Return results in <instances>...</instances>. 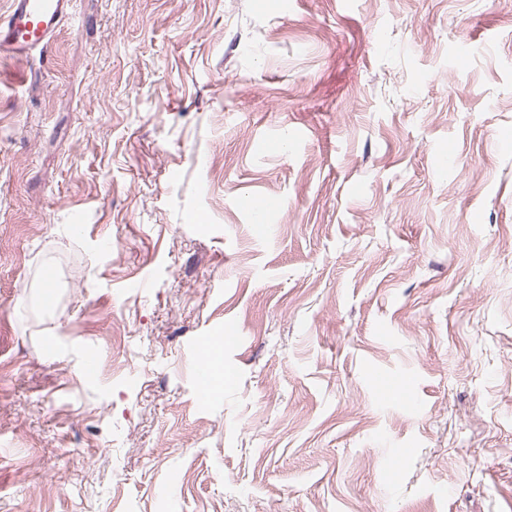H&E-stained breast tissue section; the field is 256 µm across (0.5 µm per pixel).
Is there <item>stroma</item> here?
Instances as JSON below:
<instances>
[{
  "label": "stroma",
  "mask_w": 512,
  "mask_h": 512,
  "mask_svg": "<svg viewBox=\"0 0 512 512\" xmlns=\"http://www.w3.org/2000/svg\"><path fill=\"white\" fill-rule=\"evenodd\" d=\"M505 139L512 0H74L0 57V512H512ZM222 347L223 341L215 339L209 344L207 349V353L211 357V360L208 362V366L211 368L210 385L208 390L210 396L217 395L223 391V372L220 370L222 360L221 356H218Z\"/></svg>",
  "instance_id": "obj_1"
}]
</instances>
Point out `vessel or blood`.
<instances>
[{"label":"vessel or blood","mask_w":512,"mask_h":512,"mask_svg":"<svg viewBox=\"0 0 512 512\" xmlns=\"http://www.w3.org/2000/svg\"><path fill=\"white\" fill-rule=\"evenodd\" d=\"M73 0H10L0 16V54L18 59L46 47L72 15Z\"/></svg>","instance_id":"obj_1"}]
</instances>
